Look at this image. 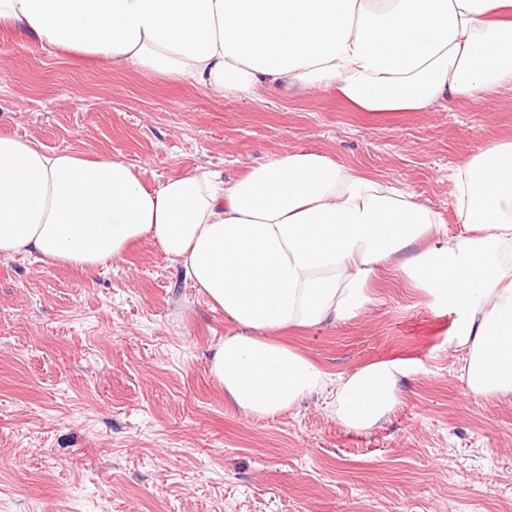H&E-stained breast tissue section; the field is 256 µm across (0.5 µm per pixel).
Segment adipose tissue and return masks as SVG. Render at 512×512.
I'll return each instance as SVG.
<instances>
[{"label": "adipose tissue", "mask_w": 512, "mask_h": 512, "mask_svg": "<svg viewBox=\"0 0 512 512\" xmlns=\"http://www.w3.org/2000/svg\"><path fill=\"white\" fill-rule=\"evenodd\" d=\"M512 0H0V28L56 50L149 70L215 99L336 87L370 112H420L512 83ZM464 234L399 184L301 148L241 175L197 168L148 189L133 164L0 135V256L95 269L155 242L230 327L211 371L250 417L329 393L348 429L398 401L403 361L330 377L274 339L333 326L395 263L457 319L470 394L512 393V141L452 175Z\"/></svg>", "instance_id": "obj_1"}]
</instances>
